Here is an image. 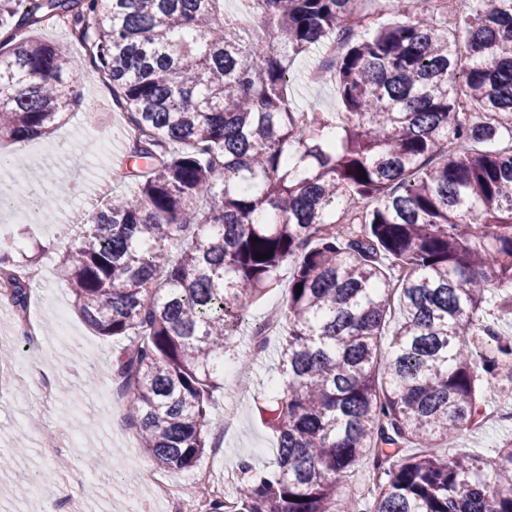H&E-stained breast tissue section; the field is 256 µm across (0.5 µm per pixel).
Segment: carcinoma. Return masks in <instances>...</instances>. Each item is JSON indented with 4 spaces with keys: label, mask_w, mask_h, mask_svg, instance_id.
I'll use <instances>...</instances> for the list:
<instances>
[{
    "label": "carcinoma",
    "mask_w": 512,
    "mask_h": 512,
    "mask_svg": "<svg viewBox=\"0 0 512 512\" xmlns=\"http://www.w3.org/2000/svg\"><path fill=\"white\" fill-rule=\"evenodd\" d=\"M239 2L248 35L224 0H0V141L66 120L68 57L17 34L60 17L134 131L136 191L90 213L58 274L125 341L113 372L139 447L166 469L210 447L224 353L290 263L279 384L258 407L274 469L246 468L233 512H512V440L409 451L459 439L512 354L475 342L512 316V0H474L462 58L417 0H391L388 25L363 0ZM336 41L320 67L341 111L296 107L293 57ZM2 281L27 310L0 249ZM361 465L372 503L336 498Z\"/></svg>",
    "instance_id": "obj_1"
}]
</instances>
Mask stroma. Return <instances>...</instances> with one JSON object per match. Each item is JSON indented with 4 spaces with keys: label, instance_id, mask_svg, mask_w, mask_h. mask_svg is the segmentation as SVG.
<instances>
[{
    "label": "stroma",
    "instance_id": "obj_1",
    "mask_svg": "<svg viewBox=\"0 0 512 512\" xmlns=\"http://www.w3.org/2000/svg\"><path fill=\"white\" fill-rule=\"evenodd\" d=\"M31 40L59 48L71 60L82 87L73 114L52 132L35 139V151L25 153L31 182L68 192L58 197L54 217L37 224H1L0 244L10 247L15 260L42 253L46 279L31 290L29 310L40 325V356H33L19 340L16 329L0 318V351L8 356L6 369L12 381L8 395L0 399V512H37L38 502L28 496V486L45 476V494L59 491L70 465L84 466L91 475L88 489L60 512H167L141 480L148 464L128 427L127 407L113 408L112 369L121 340L96 335L81 318L74 299L56 272V263L71 239L76 217L91 208L104 193L129 194L132 186L114 180L116 166L126 164V148L120 131L121 112L112 108L111 92L100 85L95 70L69 31L47 25L31 27ZM312 65L308 56L297 57L291 68L289 93L294 104L316 105L332 112L337 108L332 82H308ZM270 339L265 353L252 362L245 393L230 398L217 392L212 405L211 448L203 462L217 471L245 463L255 469L274 459L275 438L261 421L256 404L270 395L278 373ZM51 371V398L35 395L33 368ZM61 428L70 445L60 459L44 453L46 435Z\"/></svg>",
    "mask_w": 512,
    "mask_h": 512
}]
</instances>
